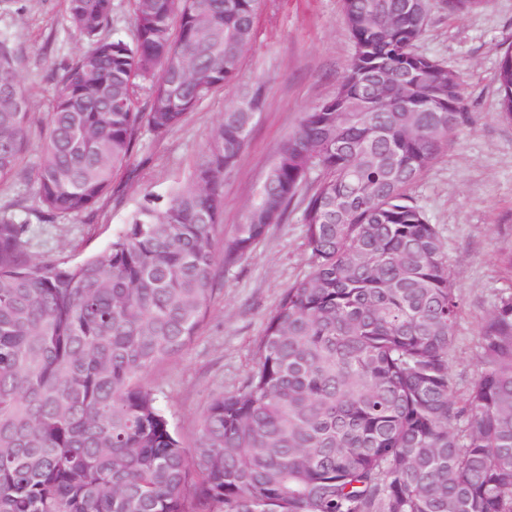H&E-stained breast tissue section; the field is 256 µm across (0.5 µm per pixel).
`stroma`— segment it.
I'll return each mask as SVG.
<instances>
[{"mask_svg": "<svg viewBox=\"0 0 512 512\" xmlns=\"http://www.w3.org/2000/svg\"><path fill=\"white\" fill-rule=\"evenodd\" d=\"M430 20L419 52L442 61L461 80L471 120L407 190L436 224L450 279L462 300L450 359L455 396L464 397L478 370L484 316L497 293L512 288V123L499 114L496 74L512 46V0H486L451 14L429 0ZM0 40L12 52L29 98V145L13 177L0 181V212L29 222L28 252L38 259L77 262L108 249L146 193L167 195L192 174L224 109L243 88L264 85L266 107L244 150L224 174V234L243 223L281 144L302 112L331 99L354 51L342 0H266L255 39L235 83L190 112L168 133L141 128L127 167L92 211L45 221L34 183L39 145L52 110L57 76L88 44L70 26L67 0H0ZM312 191L304 184L282 223L272 225L247 257L219 268L215 292L193 340L151 369L146 383L186 447H193L210 397L240 387L252 366L270 313L284 291L310 270L302 214Z\"/></svg>", "mask_w": 512, "mask_h": 512, "instance_id": "obj_1", "label": "stroma"}]
</instances>
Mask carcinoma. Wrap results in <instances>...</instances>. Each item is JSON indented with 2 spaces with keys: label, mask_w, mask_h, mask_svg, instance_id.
I'll list each match as a JSON object with an SVG mask.
<instances>
[{
  "label": "carcinoma",
  "mask_w": 512,
  "mask_h": 512,
  "mask_svg": "<svg viewBox=\"0 0 512 512\" xmlns=\"http://www.w3.org/2000/svg\"><path fill=\"white\" fill-rule=\"evenodd\" d=\"M68 0L89 43L57 81L37 195L50 221L92 210L141 123L164 135L233 83L263 0ZM484 0H444L463 14ZM354 53L301 113L243 223L213 233L224 172L261 87L225 108L190 179L151 193L100 255L33 260L0 216V512H512V289L482 322L464 398L449 361L461 299L436 225L407 194L468 122L460 80L415 49L428 0H343ZM496 81L512 121V47ZM147 83L148 108L138 107ZM30 106L0 41V180ZM311 267L269 315L242 386L212 396L184 448L144 374L196 334L218 265L250 253L302 184ZM112 24L108 35L121 36L131 39L135 32L131 0H112Z\"/></svg>",
  "instance_id": "obj_1"
}]
</instances>
